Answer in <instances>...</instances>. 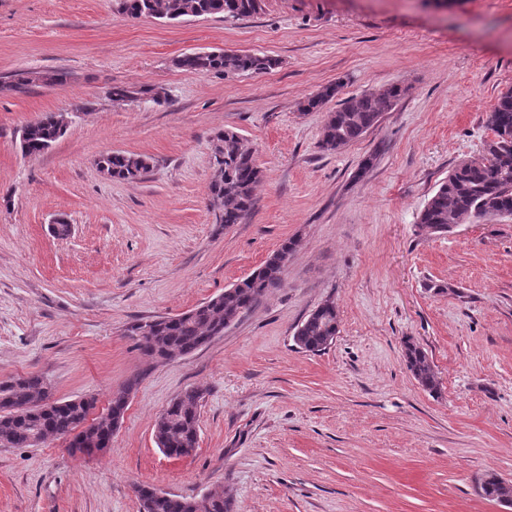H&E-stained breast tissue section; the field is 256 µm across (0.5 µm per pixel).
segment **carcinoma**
I'll return each mask as SVG.
<instances>
[{"instance_id":"obj_1","label":"carcinoma","mask_w":512,"mask_h":512,"mask_svg":"<svg viewBox=\"0 0 512 512\" xmlns=\"http://www.w3.org/2000/svg\"><path fill=\"white\" fill-rule=\"evenodd\" d=\"M259 0H118V9L131 18L153 17L180 20L221 14L240 19L257 12ZM177 65L201 75L266 72L277 65L276 59L246 51L195 52L177 60ZM342 83L322 87L303 104L307 112H318L336 97ZM398 84L375 89L341 101L336 110L327 113L321 127L320 145L335 152L360 140L380 120L383 113L393 109L405 95ZM487 125L492 137L483 144L480 155L457 162L441 181L421 209L418 224L437 234L451 231L469 222L494 223L512 216V90L501 94L487 113ZM61 120L47 113L23 130L21 150L38 155L63 135ZM220 154L215 156L221 167L220 177L210 184V205L216 223L229 227L241 223L252 211L254 190L263 171L256 151L239 146L240 136L226 130L217 134ZM101 172L112 179L135 180L149 168L146 157L125 152H110L98 159ZM296 240L284 241L268 256L264 266L255 274L239 281L236 287L200 304L188 314L159 317L147 321L149 333L139 338L138 347L146 356L157 354L166 359L173 352L187 356L205 345V340L224 329L249 311L271 288L282 284L283 268L278 260L292 254ZM338 314L333 302L326 300L314 309L298 326L293 341L298 349L312 354L327 349L338 333ZM404 360L419 385L434 392L437 381L424 349L413 340L404 342ZM201 391L189 389L173 399L155 424V442L161 450L179 454L193 447L198 435ZM95 407L90 398L55 400L51 385L40 374L14 377L0 382V446L29 448L47 437L64 438L85 434L88 437L112 438L118 430L115 415H124L127 406L113 399L108 411L96 418V426L87 430L85 424ZM140 512H234L233 500L224 487L210 488V495L187 497L164 493L150 484L137 486ZM500 485L493 474L486 475L481 495L502 502L511 494Z\"/></svg>"}]
</instances>
